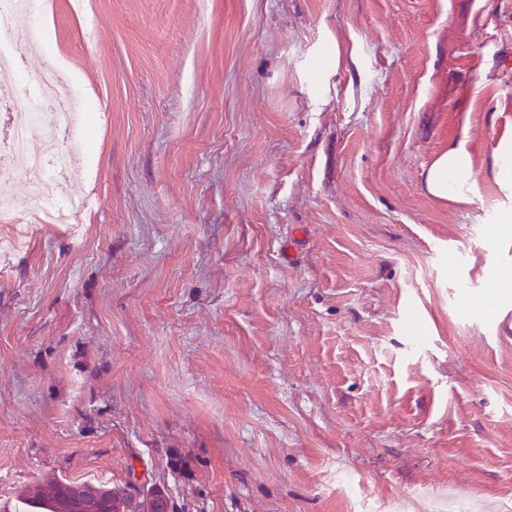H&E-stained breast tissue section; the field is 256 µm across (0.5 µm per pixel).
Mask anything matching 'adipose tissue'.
Returning <instances> with one entry per match:
<instances>
[{
	"label": "adipose tissue",
	"instance_id": "obj_1",
	"mask_svg": "<svg viewBox=\"0 0 512 512\" xmlns=\"http://www.w3.org/2000/svg\"><path fill=\"white\" fill-rule=\"evenodd\" d=\"M429 195L455 203L470 202L476 193L472 177V151L468 133H461L447 151L439 154L425 172Z\"/></svg>",
	"mask_w": 512,
	"mask_h": 512
}]
</instances>
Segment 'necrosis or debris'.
I'll use <instances>...</instances> for the list:
<instances>
[{"instance_id": "necrosis-or-debris-1", "label": "necrosis or debris", "mask_w": 512, "mask_h": 512, "mask_svg": "<svg viewBox=\"0 0 512 512\" xmlns=\"http://www.w3.org/2000/svg\"><path fill=\"white\" fill-rule=\"evenodd\" d=\"M33 0H0V61H14L40 37L28 18ZM14 82L26 85L25 102L11 111L10 138L0 151V178L23 176L32 187L23 199L0 200V224L14 223L22 211L34 212L43 224H76L90 204L89 198H66L53 172L62 167L71 151L68 147L72 99L63 71L50 64L32 80L13 73ZM40 135L42 151L30 154L29 139Z\"/></svg>"}]
</instances>
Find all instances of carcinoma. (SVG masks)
<instances>
[{
  "mask_svg": "<svg viewBox=\"0 0 512 512\" xmlns=\"http://www.w3.org/2000/svg\"><path fill=\"white\" fill-rule=\"evenodd\" d=\"M73 487L79 489L82 498L87 502L106 503L110 512H127L132 507L125 488L101 483H75L56 477L23 487L18 492V499L31 512H66L69 508L66 494Z\"/></svg>",
  "mask_w": 512,
  "mask_h": 512,
  "instance_id": "cac0c4a2",
  "label": "carcinoma"
}]
</instances>
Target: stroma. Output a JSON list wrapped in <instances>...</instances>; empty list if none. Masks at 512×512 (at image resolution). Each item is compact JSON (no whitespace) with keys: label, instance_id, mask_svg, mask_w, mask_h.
Masks as SVG:
<instances>
[{"label":"stroma","instance_id":"stroma-1","mask_svg":"<svg viewBox=\"0 0 512 512\" xmlns=\"http://www.w3.org/2000/svg\"><path fill=\"white\" fill-rule=\"evenodd\" d=\"M70 0L78 226L0 228V512L58 477L171 512L512 505V0ZM349 55L327 104L311 71ZM468 126L472 201L423 174ZM492 168L502 185L511 193L512 143L501 142L492 153Z\"/></svg>","mask_w":512,"mask_h":512}]
</instances>
